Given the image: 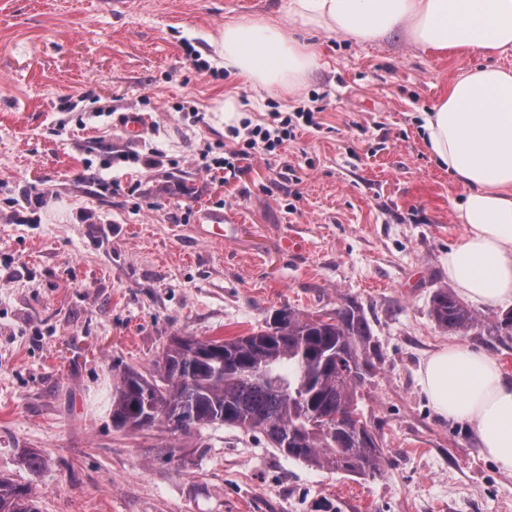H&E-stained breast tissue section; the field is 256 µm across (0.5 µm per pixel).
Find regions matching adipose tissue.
<instances>
[{
	"mask_svg": "<svg viewBox=\"0 0 512 512\" xmlns=\"http://www.w3.org/2000/svg\"><path fill=\"white\" fill-rule=\"evenodd\" d=\"M288 25L262 16L227 22L212 47L255 91L293 95L314 72L315 48L288 26L357 42L393 37L461 66L430 112L424 145L464 186L453 207L465 234L448 251L459 293L496 305L512 300V70L472 66L471 55L512 50V0H288ZM420 385L441 415L471 424L480 451L512 473V376L498 360L461 345L429 355Z\"/></svg>",
	"mask_w": 512,
	"mask_h": 512,
	"instance_id": "1",
	"label": "adipose tissue"
}]
</instances>
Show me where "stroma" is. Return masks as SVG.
I'll return each mask as SVG.
<instances>
[{"label":"stroma","mask_w":512,"mask_h":512,"mask_svg":"<svg viewBox=\"0 0 512 512\" xmlns=\"http://www.w3.org/2000/svg\"><path fill=\"white\" fill-rule=\"evenodd\" d=\"M285 4L0 0V473L32 485L41 512H512V474L419 384L423 360L453 344L512 375V343L443 333L429 315L452 286L464 188L420 124L459 62L302 31L319 66L293 96L196 71L192 53L210 59L225 22L282 24ZM228 95L255 125L318 111L229 179ZM126 112L146 116L140 137ZM205 224L227 238H202ZM350 299L380 349L360 402L380 474L317 469L224 424L113 428L120 372L153 371L171 338L244 336L278 311ZM24 448L46 466L29 470Z\"/></svg>","instance_id":"35a3bbf8"}]
</instances>
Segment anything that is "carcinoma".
Instances as JSON below:
<instances>
[{
    "label": "carcinoma",
    "mask_w": 512,
    "mask_h": 512,
    "mask_svg": "<svg viewBox=\"0 0 512 512\" xmlns=\"http://www.w3.org/2000/svg\"><path fill=\"white\" fill-rule=\"evenodd\" d=\"M430 316L452 334L484 328L512 341V311L487 326L445 288L434 292ZM376 358L371 325L353 300L316 315L282 311L265 329L235 339L175 337L155 371L121 372L112 425L139 431L164 422L188 433L224 423L259 432L316 468L374 476L382 450L358 394ZM0 512H40L32 487L1 475Z\"/></svg>",
    "instance_id": "carcinoma-1"
}]
</instances>
